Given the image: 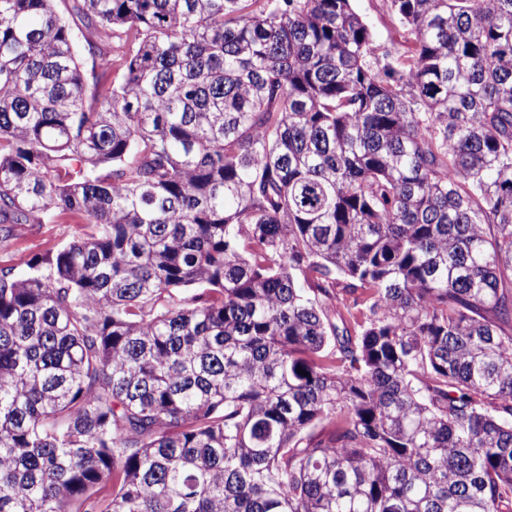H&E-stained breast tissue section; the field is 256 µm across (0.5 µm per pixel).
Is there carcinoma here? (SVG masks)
<instances>
[{"instance_id":"carcinoma-1","label":"carcinoma","mask_w":512,"mask_h":512,"mask_svg":"<svg viewBox=\"0 0 512 512\" xmlns=\"http://www.w3.org/2000/svg\"><path fill=\"white\" fill-rule=\"evenodd\" d=\"M52 2L0 246L88 232L0 269V512H512V0ZM353 4L370 24L380 44H386L391 39L398 38L397 26L387 13L383 0H356ZM82 217L62 214L50 224L18 226L15 236L0 248V268L12 267L19 256L31 258L77 240L88 231Z\"/></svg>"}]
</instances>
